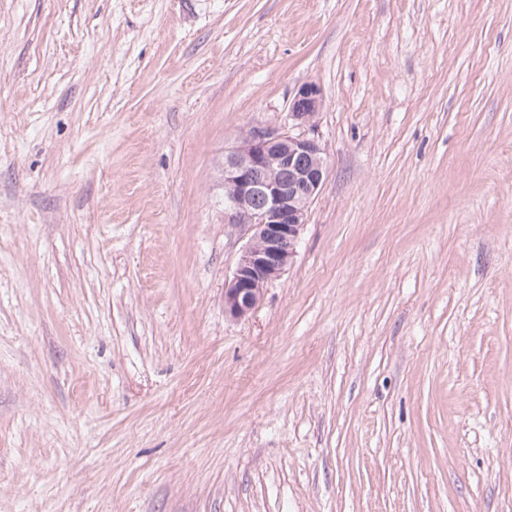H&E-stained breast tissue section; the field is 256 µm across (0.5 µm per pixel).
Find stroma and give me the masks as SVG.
Here are the masks:
<instances>
[{
    "label": "stroma",
    "instance_id": "obj_1",
    "mask_svg": "<svg viewBox=\"0 0 512 512\" xmlns=\"http://www.w3.org/2000/svg\"><path fill=\"white\" fill-rule=\"evenodd\" d=\"M305 84L234 319L224 150ZM0 512H512V0H0ZM321 106L322 98L317 86L308 84L300 87L291 102L289 114L294 121L292 127H305L315 112H319ZM292 130L255 126L224 151V221L251 233L224 286V312L234 319L250 314L292 263L307 209L323 184L324 147ZM256 200L262 208H253Z\"/></svg>",
    "mask_w": 512,
    "mask_h": 512
}]
</instances>
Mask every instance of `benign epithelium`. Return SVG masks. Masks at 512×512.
<instances>
[{"instance_id": "1", "label": "benign epithelium", "mask_w": 512, "mask_h": 512, "mask_svg": "<svg viewBox=\"0 0 512 512\" xmlns=\"http://www.w3.org/2000/svg\"><path fill=\"white\" fill-rule=\"evenodd\" d=\"M321 106L319 88L304 85L290 108L297 131L255 126L239 145L224 151V223L250 232L224 286V312L233 319L258 306L264 288L296 255L307 209L326 169L324 147L301 128Z\"/></svg>"}]
</instances>
